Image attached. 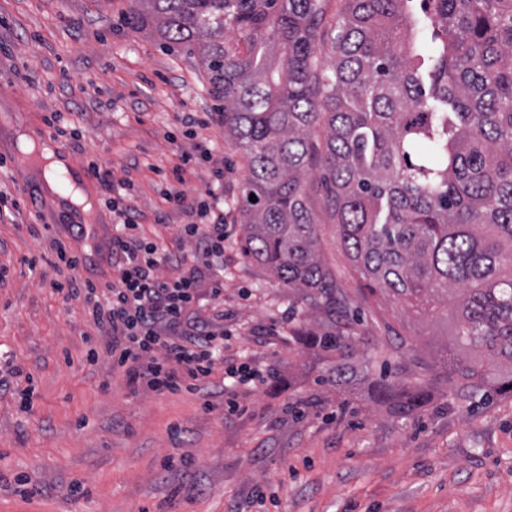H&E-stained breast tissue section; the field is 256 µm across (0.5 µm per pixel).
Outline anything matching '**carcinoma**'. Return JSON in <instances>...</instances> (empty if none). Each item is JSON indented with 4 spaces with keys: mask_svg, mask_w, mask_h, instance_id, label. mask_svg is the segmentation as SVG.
Returning <instances> with one entry per match:
<instances>
[{
    "mask_svg": "<svg viewBox=\"0 0 512 512\" xmlns=\"http://www.w3.org/2000/svg\"><path fill=\"white\" fill-rule=\"evenodd\" d=\"M134 0L129 23L196 52L247 166L246 256L301 296L336 383L369 339L319 252L320 167L337 243L371 293L447 310L440 370L466 398L495 364L512 389V0ZM255 200H249L250 195ZM377 400L406 419L431 385L406 368Z\"/></svg>",
    "mask_w": 512,
    "mask_h": 512,
    "instance_id": "cac0c4a2",
    "label": "carcinoma"
}]
</instances>
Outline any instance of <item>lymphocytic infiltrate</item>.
Segmentation results:
<instances>
[{"instance_id": "obj_1", "label": "lymphocytic infiltrate", "mask_w": 512, "mask_h": 512, "mask_svg": "<svg viewBox=\"0 0 512 512\" xmlns=\"http://www.w3.org/2000/svg\"><path fill=\"white\" fill-rule=\"evenodd\" d=\"M87 173L110 194L114 274L103 289L92 280H77L80 260L58 241L54 249L67 273L51 286L59 293L84 296L94 328L108 338L107 354L125 368L131 385L158 393L193 389L213 374L217 364H225L223 327L199 316L202 283H211L215 298L224 283V214L219 198L209 184L191 195L163 192V204L187 218L179 227V238L193 251L177 255L140 235L136 207L129 195L114 196L110 170L92 164ZM169 263L179 267L178 276L162 275V267ZM225 366L227 378L240 382L259 376L247 364Z\"/></svg>"}]
</instances>
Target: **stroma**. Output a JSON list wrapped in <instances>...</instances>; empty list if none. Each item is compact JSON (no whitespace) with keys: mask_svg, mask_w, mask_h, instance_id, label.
Masks as SVG:
<instances>
[{"mask_svg":"<svg viewBox=\"0 0 512 512\" xmlns=\"http://www.w3.org/2000/svg\"><path fill=\"white\" fill-rule=\"evenodd\" d=\"M130 0H0V512H512V391L461 400L446 379L425 410L390 418L369 382L396 336L419 335L418 354L444 331L442 316L416 319L403 302L370 295L336 243L327 214L319 234L369 345L366 371L338 385L333 357L294 330L297 296L243 251L238 204L245 159L223 126L188 130L185 113L215 109L196 54L127 20ZM113 110H105V102ZM74 121L75 171L95 162L115 186L130 184L147 238L183 243V216L162 212L163 190L209 183L184 153L214 144L223 165L224 290L214 311L232 337L224 357L277 371L262 385L225 392L221 372L203 390L133 388L107 354L85 360L92 321L80 299L63 300L54 241L80 257L77 274L112 278V215L96 181L84 187L97 228L84 236L57 215L42 230L21 183L42 184L43 160L15 142L40 135L46 116ZM22 376L12 373L13 367ZM239 404L224 414L227 396Z\"/></svg>","mask_w":512,"mask_h":512,"instance_id":"35a3bbf8","label":"stroma"}]
</instances>
